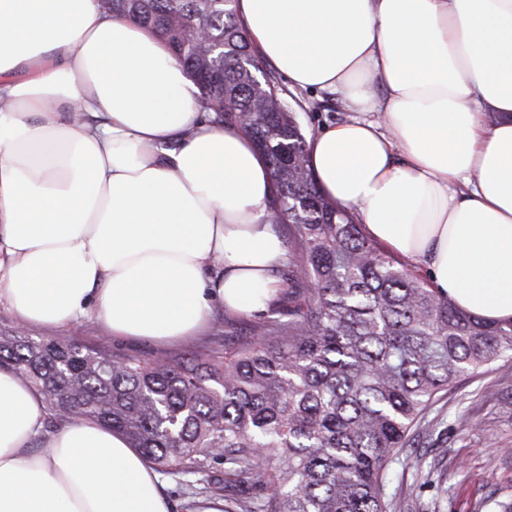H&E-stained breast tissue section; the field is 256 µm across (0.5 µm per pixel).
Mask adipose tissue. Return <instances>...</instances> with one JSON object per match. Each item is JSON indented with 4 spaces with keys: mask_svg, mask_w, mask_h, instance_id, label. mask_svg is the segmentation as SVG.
Wrapping results in <instances>:
<instances>
[{
    "mask_svg": "<svg viewBox=\"0 0 512 512\" xmlns=\"http://www.w3.org/2000/svg\"><path fill=\"white\" fill-rule=\"evenodd\" d=\"M258 58L349 116L322 191L461 309L512 316V0H237ZM167 46L99 0H0V307L181 342L265 312L287 260L268 165L199 111ZM382 121H375V114ZM0 370V512H169L120 433L43 424Z\"/></svg>",
    "mask_w": 512,
    "mask_h": 512,
    "instance_id": "adipose-tissue-1",
    "label": "adipose tissue"
}]
</instances>
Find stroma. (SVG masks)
Instances as JSON below:
<instances>
[{"mask_svg": "<svg viewBox=\"0 0 512 512\" xmlns=\"http://www.w3.org/2000/svg\"><path fill=\"white\" fill-rule=\"evenodd\" d=\"M286 98L309 139L346 117L330 94L292 87ZM225 319L224 310L215 309L200 336L165 345L149 339L113 338L91 318L77 321L63 333L136 357L177 355L204 347L220 353L247 341L256 322L255 317L236 315L228 328ZM461 415L469 420L467 429L449 431L443 447L424 451L426 462L443 475L446 492L440 512H498L499 504L512 502V358L494 362L484 376L460 381L432 411L433 418L450 423Z\"/></svg>", "mask_w": 512, "mask_h": 512, "instance_id": "stroma-1", "label": "stroma"}]
</instances>
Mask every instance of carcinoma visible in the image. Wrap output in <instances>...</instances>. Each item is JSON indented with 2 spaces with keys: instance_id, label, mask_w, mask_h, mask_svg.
<instances>
[{
  "instance_id": "carcinoma-1",
  "label": "carcinoma",
  "mask_w": 512,
  "mask_h": 512,
  "mask_svg": "<svg viewBox=\"0 0 512 512\" xmlns=\"http://www.w3.org/2000/svg\"><path fill=\"white\" fill-rule=\"evenodd\" d=\"M159 37L214 123L265 157L288 225V309L224 357H132L76 337L0 328V368L42 395L46 430L78 410L160 472L224 462V512H407L391 464L434 431L429 410L512 355V317L460 309L328 198L280 77L254 54L235 0H99Z\"/></svg>"
}]
</instances>
